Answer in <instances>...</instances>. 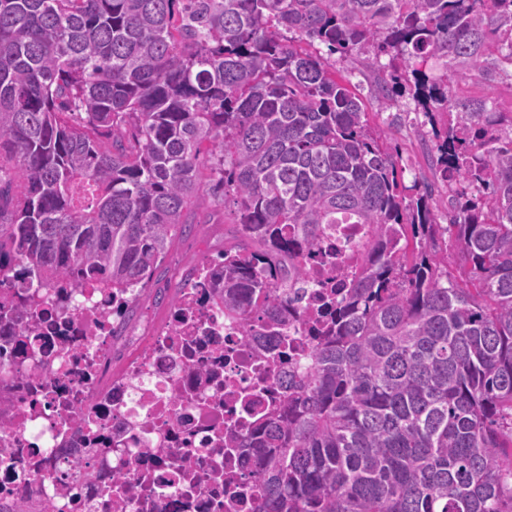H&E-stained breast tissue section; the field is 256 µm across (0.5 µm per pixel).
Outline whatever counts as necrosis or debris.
Here are the masks:
<instances>
[{
    "label": "necrosis or debris",
    "mask_w": 512,
    "mask_h": 512,
    "mask_svg": "<svg viewBox=\"0 0 512 512\" xmlns=\"http://www.w3.org/2000/svg\"><path fill=\"white\" fill-rule=\"evenodd\" d=\"M360 224H330L277 335L245 338L206 288L207 266L161 322L127 327L140 289L70 288L30 328L0 320V512H255L244 436L282 402L325 321Z\"/></svg>",
    "instance_id": "4bbe7bcc"
}]
</instances>
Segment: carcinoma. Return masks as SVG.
I'll return each instance as SVG.
<instances>
[{"mask_svg": "<svg viewBox=\"0 0 512 512\" xmlns=\"http://www.w3.org/2000/svg\"><path fill=\"white\" fill-rule=\"evenodd\" d=\"M178 2L0 0V272L33 296L144 288L206 193L242 237L210 287L264 336L323 225L365 224L248 440L257 512H512V135L453 90L512 70V0ZM316 42L430 125L447 224Z\"/></svg>", "mask_w": 512, "mask_h": 512, "instance_id": "obj_1", "label": "carcinoma"}]
</instances>
